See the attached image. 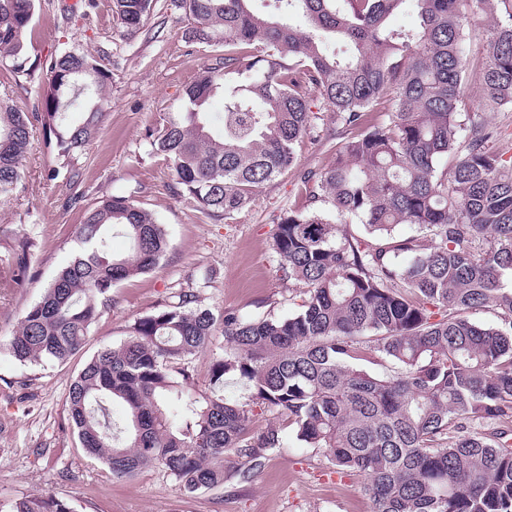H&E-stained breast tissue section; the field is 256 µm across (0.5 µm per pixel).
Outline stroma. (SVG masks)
I'll return each mask as SVG.
<instances>
[{"mask_svg":"<svg viewBox=\"0 0 512 512\" xmlns=\"http://www.w3.org/2000/svg\"><path fill=\"white\" fill-rule=\"evenodd\" d=\"M73 2L36 0L31 77L0 68V97L29 111L48 84L45 62L54 51H86L112 74L96 137L68 161L35 141L17 190L0 199V250L31 244L29 276L17 283L0 276V500L49 490L70 500L76 512H371L364 476L337 473L320 451L291 436L249 481L233 480L200 495L182 492L158 466L128 480L114 479L103 462L83 451L69 420V385L97 351L120 343L136 318L188 288L201 305L244 319L296 310L299 286L278 272L277 225L299 202L301 173L328 164L335 142L327 136L334 123L325 119L320 139L297 144L292 169L258 188L233 218L214 220L177 195L173 173L163 157L152 154L147 134L177 108L185 86L214 63L219 48L186 42L184 16L174 0H154L133 33L120 27L112 0H93L83 17L64 13ZM465 7L471 15L467 51L476 77L488 60L493 21L474 0ZM52 166L59 169L53 180L47 177ZM111 194L131 197L154 214L167 232V253L153 272L113 288L111 302L68 361L21 365L4 341L70 257L85 207ZM72 195L79 196V206H67Z\"/></svg>","mask_w":512,"mask_h":512,"instance_id":"stroma-1","label":"stroma"}]
</instances>
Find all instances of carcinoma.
<instances>
[{
    "label": "carcinoma",
    "instance_id": "obj_1",
    "mask_svg": "<svg viewBox=\"0 0 512 512\" xmlns=\"http://www.w3.org/2000/svg\"><path fill=\"white\" fill-rule=\"evenodd\" d=\"M179 0L189 42L224 47L189 83L176 112L149 134L179 195L230 219L296 161L322 105L336 123L333 159L300 178V204L276 238L282 279L302 285L299 309L243 320L199 304L193 290L128 327L72 380L69 418L84 452L117 479L162 466L188 494L248 481L284 447L283 428L248 435L252 406L285 417L297 441L339 470L365 476L374 512H512V157L499 129L463 118L470 89L462 0H413L418 22L390 18L406 0ZM494 27L481 95L512 107V0H475ZM152 0H113L121 25H143ZM35 0H0V63L30 75ZM41 105L0 100V199L16 190L33 132L69 158L100 128L110 74L76 50L46 62ZM224 98L218 136L209 100ZM361 224L367 236L343 233ZM400 224L415 235H397ZM131 243L112 254V232ZM77 248L6 340L22 364L63 363L84 344L112 288L155 269L164 227L124 195L76 225ZM0 254V273L27 277L26 248ZM490 308L495 324L468 312ZM224 336L210 393L183 402L187 365ZM391 359L392 376L361 362ZM250 388L224 397L225 378ZM109 401L126 410L120 425ZM0 512H73L53 493L0 501Z\"/></svg>",
    "mask_w": 512,
    "mask_h": 512
}]
</instances>
